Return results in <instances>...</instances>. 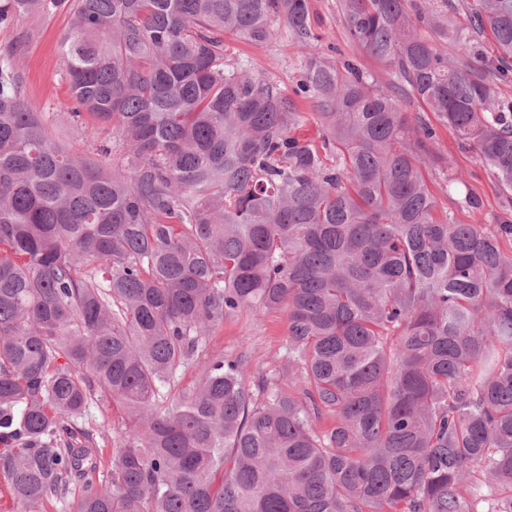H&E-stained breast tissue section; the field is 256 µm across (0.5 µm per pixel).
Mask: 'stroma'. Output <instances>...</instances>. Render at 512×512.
<instances>
[{
	"label": "stroma",
	"mask_w": 512,
	"mask_h": 512,
	"mask_svg": "<svg viewBox=\"0 0 512 512\" xmlns=\"http://www.w3.org/2000/svg\"><path fill=\"white\" fill-rule=\"evenodd\" d=\"M315 33L320 37L317 50L329 59L351 58L357 61L367 78L386 82L387 67L350 44L336 9L337 0H308ZM71 24L69 7H60L50 15L29 14L7 26H0V51L21 44L15 68L23 90L25 103L50 118V129L58 142L69 152L89 161H97V146L107 136L89 114L78 121L59 125L57 114L73 108L74 101L62 76L61 42ZM272 40L255 44L232 35L224 38V60L245 73L268 81L288 97L294 98L300 111L313 112L312 99L297 95L296 88L306 65L307 54L292 37L281 19H273ZM433 150L450 160L465 183L447 188L442 176L427 170L430 188L438 202L439 213H452L458 223L483 224L488 214L499 212L501 192L486 167L473 153L461 149L455 134L438 127ZM471 194L480 198L483 211L474 212L454 206V199ZM208 350L228 358L239 356L248 360L247 384L273 374L288 363V320L283 312H243L225 320L209 337ZM79 425L92 431L101 458L100 478L108 480L114 452V442L126 427V411L106 397L90 402L78 420Z\"/></svg>",
	"instance_id": "obj_1"
}]
</instances>
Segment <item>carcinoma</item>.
Here are the masks:
<instances>
[{"instance_id": "1", "label": "carcinoma", "mask_w": 512, "mask_h": 512, "mask_svg": "<svg viewBox=\"0 0 512 512\" xmlns=\"http://www.w3.org/2000/svg\"><path fill=\"white\" fill-rule=\"evenodd\" d=\"M64 3L0 0V24ZM339 8L386 84L316 52L308 0H70L57 120L112 128L101 165L0 58V477L22 512L73 487V512H512V0ZM273 16L307 49L310 117L224 61ZM401 96L496 177L492 223L436 217V131ZM243 311L287 313L288 373L253 390L211 355L163 405ZM99 392L128 414L106 483L76 423Z\"/></svg>"}]
</instances>
